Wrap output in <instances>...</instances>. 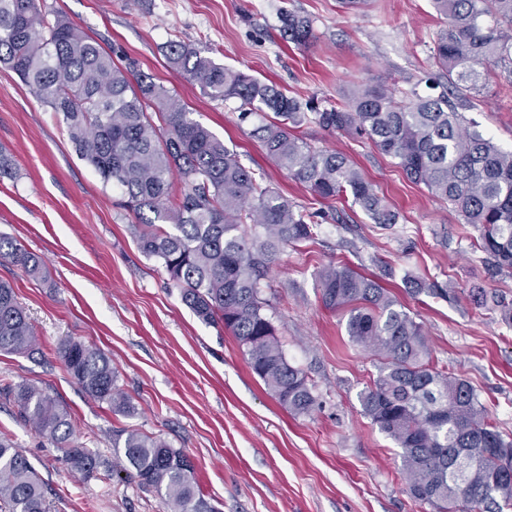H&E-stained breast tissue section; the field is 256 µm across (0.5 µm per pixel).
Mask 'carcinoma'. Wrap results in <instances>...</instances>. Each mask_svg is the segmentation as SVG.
<instances>
[{
	"instance_id": "carcinoma-1",
	"label": "carcinoma",
	"mask_w": 512,
	"mask_h": 512,
	"mask_svg": "<svg viewBox=\"0 0 512 512\" xmlns=\"http://www.w3.org/2000/svg\"><path fill=\"white\" fill-rule=\"evenodd\" d=\"M442 18L434 59L465 100L478 89L477 66L512 60V0H431ZM283 29L308 47L313 22L288 10ZM169 64L197 82L209 98L240 102L239 121L253 124L278 165L311 191L309 205L288 198L250 170L207 126L190 117L177 94L139 70L136 60L109 52L59 14L48 19L38 0H0V64L15 72L30 95L60 115L78 156L103 182L122 191L121 206L137 220L141 252L156 259L184 304L206 324L231 331L258 376L295 415L316 404L308 376L288 362L265 314L261 282L280 250L315 236L320 205L351 194L376 223H397L373 185L343 154L315 151L294 134L312 120L331 131L370 139L415 183L446 201L477 229L472 242L489 278L512 274V152L466 126L450 97L402 99L386 85H368L348 104L315 108L218 62L180 40L165 47ZM179 175L181 187L173 176ZM0 263L46 277L43 261L0 235ZM323 306L348 312L353 342L379 360L376 378L359 394L363 413L402 450L410 496L434 512H508L512 509V437L498 429L476 388L431 361L422 326L388 289L345 264L329 262L315 276ZM414 294L454 300L456 289L417 275ZM512 326V296L481 298ZM0 352H39L29 316L13 286L0 280ZM58 355L92 398L112 411L132 404L117 388L111 359L73 339ZM19 418L64 449L70 468L91 475L104 461L76 442L67 408L30 384L0 389ZM128 478L154 491L171 512H216L205 499L190 458L138 430L117 431ZM0 512H49L46 486L29 459L0 437Z\"/></svg>"
}]
</instances>
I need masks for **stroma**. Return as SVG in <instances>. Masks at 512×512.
Returning <instances> with one entry per match:
<instances>
[{
  "mask_svg": "<svg viewBox=\"0 0 512 512\" xmlns=\"http://www.w3.org/2000/svg\"><path fill=\"white\" fill-rule=\"evenodd\" d=\"M96 38L136 59L142 72L177 93L194 119L262 171L295 205L308 186L269 158L238 119V103L214 101L171 69L169 40L213 50L226 67L275 84L319 108L349 102L367 85L438 95L446 86L433 58L441 25L431 0H44ZM313 18L306 48L289 42L281 9ZM503 64L487 66L483 87L461 113L468 125L512 151V83ZM313 149L348 156L398 211L381 226L351 202L326 204L313 241L286 247L262 285L290 363L307 373L317 402L288 412L251 371L229 330L200 321L155 260L141 253L132 215L118 188L104 185L69 141L61 118L38 103L19 77L0 66V146L14 161L0 177V234L39 256L42 280L0 265L34 327L40 355L0 353V386L27 382L46 389L72 415L76 437L106 465L91 476L72 471L60 449L39 437L0 396V436L28 457L50 488V512H168L158 495L126 475L116 431L137 429L184 451L206 499L218 512H432L412 499L401 450L362 413L359 394L377 363L354 344L344 311L326 310L314 274L344 261L382 279L420 323L433 362L481 393L502 431L512 433V327L475 308L469 292L512 293V274L487 279L480 253L447 203L409 181L367 138L303 125ZM449 283L457 300L408 293L405 273ZM67 338L105 352L133 413L112 412L89 397L57 354Z\"/></svg>",
  "mask_w": 512,
  "mask_h": 512,
  "instance_id": "stroma-1",
  "label": "stroma"
}]
</instances>
